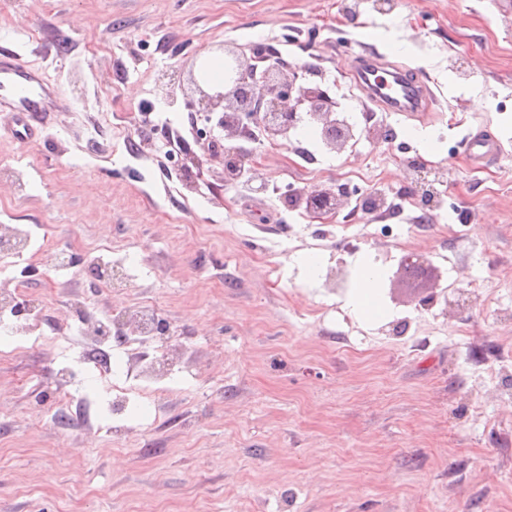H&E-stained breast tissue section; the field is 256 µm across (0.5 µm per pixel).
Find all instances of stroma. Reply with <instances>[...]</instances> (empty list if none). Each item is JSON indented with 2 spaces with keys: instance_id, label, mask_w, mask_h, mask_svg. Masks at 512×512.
<instances>
[{
  "instance_id": "obj_1",
  "label": "stroma",
  "mask_w": 512,
  "mask_h": 512,
  "mask_svg": "<svg viewBox=\"0 0 512 512\" xmlns=\"http://www.w3.org/2000/svg\"><path fill=\"white\" fill-rule=\"evenodd\" d=\"M351 3L0 0V48L70 105L29 140L0 112V231L27 236L0 292L28 308L0 325V512H512V0ZM228 48L318 70L356 131L389 139L332 152L314 123L243 140L237 182L218 157L185 167L198 132L224 138L184 97ZM365 54L425 78L430 110L370 104L348 76ZM471 134L497 147L479 168ZM315 188L344 190L335 213L282 202ZM371 191L393 210L358 209ZM406 255L462 306L402 284ZM368 262L380 313L362 318ZM145 306L168 334L109 338L100 366L83 311ZM146 355L172 374L142 378ZM410 167L414 172H417L419 179L416 181L415 194L419 197L422 208H428L430 210L436 208L439 203V192L434 187V180L429 181L425 175H421L424 170L419 164L417 165L414 161L409 162ZM378 277L379 272L374 265L367 263L362 267L359 287L349 299V306L354 314L369 318L378 313L379 308L376 303Z\"/></svg>"
}]
</instances>
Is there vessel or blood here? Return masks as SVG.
I'll return each instance as SVG.
<instances>
[{
    "label": "vessel or blood",
    "instance_id": "obj_1",
    "mask_svg": "<svg viewBox=\"0 0 512 512\" xmlns=\"http://www.w3.org/2000/svg\"><path fill=\"white\" fill-rule=\"evenodd\" d=\"M382 73L386 74L391 89L380 96L378 102L387 111L415 112L426 104V85L419 76L403 71L387 73L370 61L363 62L358 68L363 79ZM61 106V89L47 78L42 68L22 62L12 52L0 50V108L12 112L17 138L34 135L43 114L59 111Z\"/></svg>",
    "mask_w": 512,
    "mask_h": 512
}]
</instances>
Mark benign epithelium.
Instances as JSON below:
<instances>
[{
    "label": "benign epithelium",
    "instance_id": "7a95c632",
    "mask_svg": "<svg viewBox=\"0 0 512 512\" xmlns=\"http://www.w3.org/2000/svg\"><path fill=\"white\" fill-rule=\"evenodd\" d=\"M285 67L274 64L256 76L257 66L244 60V54L232 52L224 58V83L207 92L198 88L199 111L211 115L220 113L218 125L224 139H243L249 136L248 127L257 130L256 137L274 142L285 137L301 121L307 119L320 125L325 147L343 151L355 140L354 126L336 111L335 102L319 83L298 82V77L284 73ZM224 182L242 178L254 165L253 153L235 145L224 146ZM419 174L415 194L422 207L430 210L439 203L434 182L423 175V167L410 163ZM290 208L305 207L310 213L332 212L339 206V197L326 189L297 190L285 195ZM393 204L380 192L364 196L362 209L367 214L389 211Z\"/></svg>",
    "mask_w": 512,
    "mask_h": 512
}]
</instances>
